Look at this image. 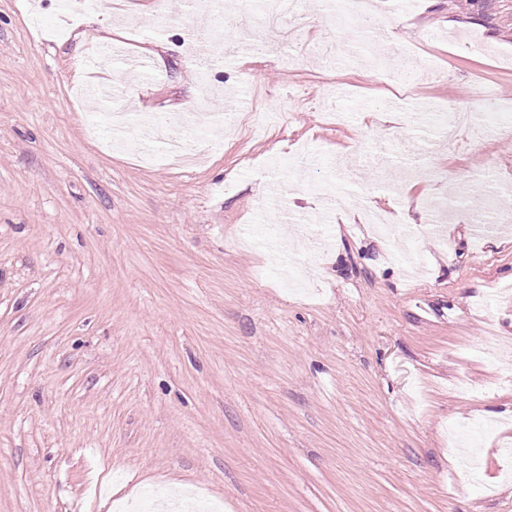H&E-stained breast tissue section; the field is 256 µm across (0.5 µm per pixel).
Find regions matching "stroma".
I'll list each match as a JSON object with an SVG mask.
<instances>
[{
  "mask_svg": "<svg viewBox=\"0 0 512 512\" xmlns=\"http://www.w3.org/2000/svg\"><path fill=\"white\" fill-rule=\"evenodd\" d=\"M59 2L0 0V512H512V231L438 237L421 208L487 163L512 178V0H378L382 67L315 0L289 58L229 60L249 12L188 55L214 25L188 0L92 25ZM77 57L125 96L124 142ZM482 88L498 131L449 150L385 109L481 112ZM201 100L233 131L184 167L147 124ZM404 200L390 240L353 224Z\"/></svg>",
  "mask_w": 512,
  "mask_h": 512,
  "instance_id": "35a3bbf8",
  "label": "stroma"
}]
</instances>
